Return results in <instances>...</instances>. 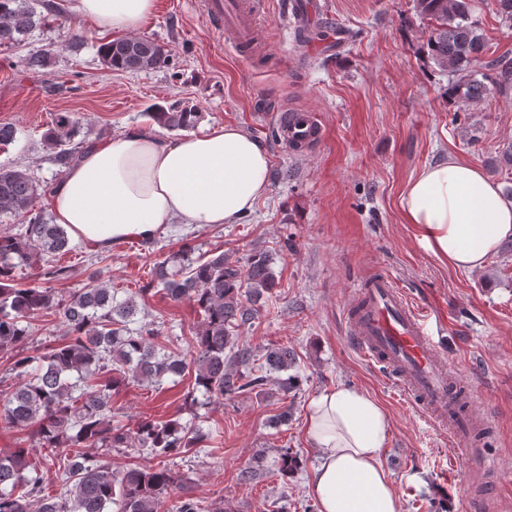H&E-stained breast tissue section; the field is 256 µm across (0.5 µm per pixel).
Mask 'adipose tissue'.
Here are the masks:
<instances>
[{
    "instance_id": "1",
    "label": "adipose tissue",
    "mask_w": 512,
    "mask_h": 512,
    "mask_svg": "<svg viewBox=\"0 0 512 512\" xmlns=\"http://www.w3.org/2000/svg\"><path fill=\"white\" fill-rule=\"evenodd\" d=\"M60 12L98 33L140 31L154 0H58ZM269 157L240 127L224 125L163 141L142 131L94 144L67 167L48 203L56 223L97 250L154 239L173 221L199 229L234 224L270 191ZM425 249L457 270L482 267L512 238V202L474 165L425 166L401 198ZM391 429L369 394L339 386L312 399L307 433L319 449L309 492L318 512H400L381 463Z\"/></svg>"
}]
</instances>
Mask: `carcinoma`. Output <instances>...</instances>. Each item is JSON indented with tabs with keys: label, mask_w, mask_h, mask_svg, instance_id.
Wrapping results in <instances>:
<instances>
[{
	"label": "carcinoma",
	"mask_w": 512,
	"mask_h": 512,
	"mask_svg": "<svg viewBox=\"0 0 512 512\" xmlns=\"http://www.w3.org/2000/svg\"><path fill=\"white\" fill-rule=\"evenodd\" d=\"M472 0H413L422 19L431 23L427 56L441 72L453 75L448 101L464 112L494 89L512 88V57L483 58L485 45L471 19ZM48 24L47 15L29 0H0V48H9L33 27ZM109 69L139 71L168 65L165 47L154 39L110 40L98 46ZM480 69H474V66ZM146 116L170 131L194 128L201 113L182 101L155 104ZM78 119L59 113L43 135L53 161L66 168L94 141H77ZM40 185L27 173L0 165V215L27 216L23 231L0 232V353L10 355L18 378L13 389L0 391V422L25 431L31 447L0 452V512H159L176 482L165 459L184 454L212 435L175 416L144 418L130 429L117 420L113 396L131 383L162 385L193 374L192 401L222 404L266 385L271 372L295 367L294 352L274 345L257 369L242 370L250 352L239 347V327L258 314L271 298L275 277L269 256L254 252L242 265L223 252L196 259L191 247L152 269L153 277L135 292L118 291L95 274L82 289L63 297L50 287L18 281L19 268H35L49 283L67 279L71 268L53 258L74 246L67 228L43 210H34ZM157 290L172 300L187 299L199 309L201 322L193 337L191 358L168 350L155 323L137 318L141 300ZM57 312L66 341L43 349L26 346L29 319ZM143 448L159 459L154 466L112 469L107 448ZM46 452L43 465L31 452ZM55 471L66 490L46 492L47 475ZM175 512H210L205 502L185 497Z\"/></svg>",
	"instance_id": "carcinoma-1"
}]
</instances>
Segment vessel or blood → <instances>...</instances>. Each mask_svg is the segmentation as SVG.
Returning a JSON list of instances; mask_svg holds the SVG:
<instances>
[{"mask_svg":"<svg viewBox=\"0 0 512 512\" xmlns=\"http://www.w3.org/2000/svg\"><path fill=\"white\" fill-rule=\"evenodd\" d=\"M205 7L223 32L225 44L235 51L260 41L252 0H207ZM289 13L296 28L310 29L316 15L314 0H292ZM273 123L280 142L295 154L324 138L323 126L308 110L277 111ZM346 314L347 335L357 353L385 368L425 421L447 431L458 454L491 471L479 439L490 428V417L474 409L473 391L449 361L445 342L433 333L431 312L414 304L390 273L379 270L359 281Z\"/></svg>","mask_w":512,"mask_h":512,"instance_id":"1","label":"vessel or blood"}]
</instances>
